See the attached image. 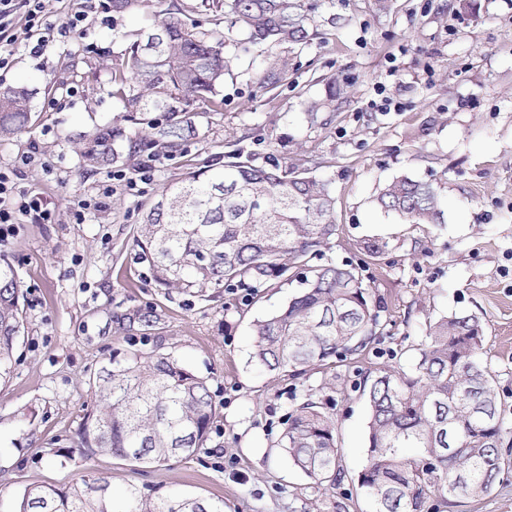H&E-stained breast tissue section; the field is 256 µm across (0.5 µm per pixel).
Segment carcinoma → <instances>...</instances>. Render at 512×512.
<instances>
[{
	"instance_id": "obj_1",
	"label": "carcinoma",
	"mask_w": 512,
	"mask_h": 512,
	"mask_svg": "<svg viewBox=\"0 0 512 512\" xmlns=\"http://www.w3.org/2000/svg\"><path fill=\"white\" fill-rule=\"evenodd\" d=\"M118 16L149 22L116 60L113 95L126 120L162 112L130 133L104 124L76 138L84 165L102 169L136 160L144 148L180 149L198 108L221 112V89L240 50L306 46L319 35L311 0H197L194 10L224 17V36L183 18L165 0H109ZM289 58L264 60L259 89L269 93L288 74ZM31 93L0 87V140L23 133ZM375 205L408 224H440V187L406 175L377 190ZM331 182L309 174L301 159L268 167L239 148L229 159L187 173L146 205L136 245L156 287L205 293L245 292L249 300L284 281L299 291L277 311L252 321L253 359L292 377L329 368L371 344L381 327L380 305L351 266L326 259L336 238ZM23 328L18 281L0 260V382L10 378ZM483 324L452 313L429 323L414 368H383L367 390L366 458L359 489L373 512H424L488 496L512 470L502 450L509 430L495 379L483 360ZM98 408L79 429V452L164 463L203 447L216 408L205 378L168 354H134L101 375ZM329 407L314 397L294 404L277 447L324 488L341 482L342 449ZM15 512H224V502L180 492L149 497L131 490L120 501L103 477L68 488L34 485Z\"/></svg>"
}]
</instances>
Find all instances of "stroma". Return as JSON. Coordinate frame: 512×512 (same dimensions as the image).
I'll return each instance as SVG.
<instances>
[{
	"mask_svg": "<svg viewBox=\"0 0 512 512\" xmlns=\"http://www.w3.org/2000/svg\"><path fill=\"white\" fill-rule=\"evenodd\" d=\"M45 6L55 25L74 11L87 19L83 33L40 56L17 42L11 68L0 71V86L22 83L32 94L28 130L0 141V169L57 214L53 224L22 221L0 241L24 318L11 378L0 384V512H13L26 487L98 476L118 499L132 489L180 491L223 501L224 512H336L340 502L345 512H372L357 487L368 421L361 386L381 368L411 369L429 321L455 312L482 318L484 359L512 424V0L453 9L448 0H391L384 13L373 0H317L319 15L348 17V26L290 52L288 75L269 94L258 89L265 52L244 54L224 84L223 112L195 114V135L156 155L150 179L131 187L82 167L73 140L122 123L112 64L145 22L104 24L96 0ZM324 100L322 125L309 127V104ZM232 140L265 165L307 156L310 174L333 181L331 256L355 267L384 306L374 342L303 380L251 360V322L286 303L294 285L252 305L237 298L228 310L220 295L156 288L135 244L141 205L203 160L222 159ZM403 174L440 186L442 224H407L376 208L377 186ZM107 182L106 208L73 223L77 202ZM369 241L384 251L367 253ZM135 351L172 355L208 378L216 418L192 456L154 464L79 453L99 376ZM325 378L344 393L321 389ZM316 387L344 450V476L328 490L276 446L294 401Z\"/></svg>",
	"mask_w": 512,
	"mask_h": 512,
	"instance_id": "obj_1",
	"label": "stroma"
}]
</instances>
